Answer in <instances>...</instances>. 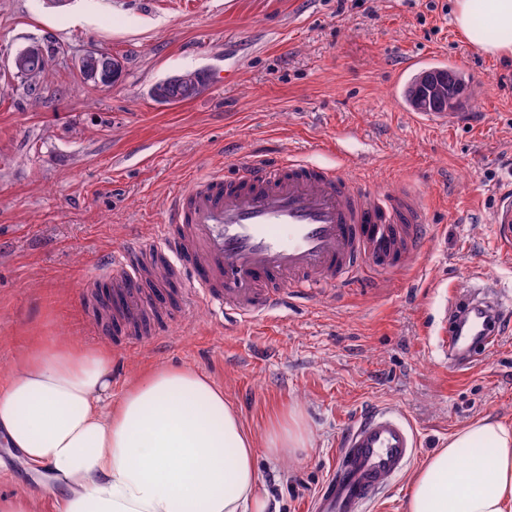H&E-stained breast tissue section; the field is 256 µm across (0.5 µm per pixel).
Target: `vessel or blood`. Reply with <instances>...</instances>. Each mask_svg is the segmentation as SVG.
I'll return each mask as SVG.
<instances>
[{"label":"vessel or blood","mask_w":512,"mask_h":512,"mask_svg":"<svg viewBox=\"0 0 512 512\" xmlns=\"http://www.w3.org/2000/svg\"><path fill=\"white\" fill-rule=\"evenodd\" d=\"M426 222L420 197L402 184L376 188L345 167L291 155L275 162L244 157L232 174L193 176L173 193L166 222L107 264L113 345L158 340L145 319L165 308L173 283L182 310L202 301L216 317L259 322L292 298L313 299L324 287L405 270L422 247ZM490 222L501 254L511 256L512 186L496 192ZM511 307L484 277L449 295L437 342L449 372L475 365L476 348L498 345L500 320ZM419 448L399 409L353 419L337 439L336 471L312 512H362Z\"/></svg>","instance_id":"vessel-or-blood-1"}]
</instances>
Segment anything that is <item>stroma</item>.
<instances>
[{
  "instance_id": "stroma-1",
  "label": "stroma",
  "mask_w": 512,
  "mask_h": 512,
  "mask_svg": "<svg viewBox=\"0 0 512 512\" xmlns=\"http://www.w3.org/2000/svg\"><path fill=\"white\" fill-rule=\"evenodd\" d=\"M453 12L454 0H70L61 13L0 0V380L25 336L111 345L85 281L148 238L186 177L293 153L376 185L404 182L427 209L429 243L379 287L296 299L263 323H221L203 302L173 314L158 346L115 353L113 395L149 367L188 366L259 441L271 417L298 411L306 453L276 462L256 448L280 512H306L346 421L373 406L405 411L421 461L476 419L512 424V335L460 375L436 350L449 291L484 272L512 292V259L497 254L490 222L493 189L512 181V58L471 44ZM33 40L60 49L34 97L9 72ZM92 47L122 61L117 83H83L75 59ZM416 58L488 73L468 85L459 125L420 121L402 102ZM213 70L229 75L224 87L175 104L150 95ZM17 493L54 512L39 477L0 443V497Z\"/></svg>"
}]
</instances>
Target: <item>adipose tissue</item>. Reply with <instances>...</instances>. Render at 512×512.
<instances>
[{
    "instance_id": "1",
    "label": "adipose tissue",
    "mask_w": 512,
    "mask_h": 512,
    "mask_svg": "<svg viewBox=\"0 0 512 512\" xmlns=\"http://www.w3.org/2000/svg\"><path fill=\"white\" fill-rule=\"evenodd\" d=\"M507 30L484 39L474 26ZM462 35L512 54V0H455ZM0 384V439L49 480L57 512H272L260 489L253 435L200 372L154 366L112 395V352L27 336ZM298 414L273 417L269 457L308 447ZM407 512H512V426L485 417L456 431L412 478Z\"/></svg>"
}]
</instances>
